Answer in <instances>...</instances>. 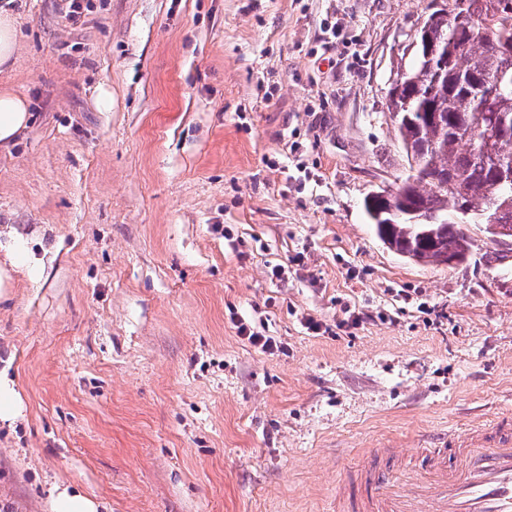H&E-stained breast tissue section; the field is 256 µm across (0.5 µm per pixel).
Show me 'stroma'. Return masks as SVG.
I'll use <instances>...</instances> for the list:
<instances>
[{
	"label": "stroma",
	"mask_w": 512,
	"mask_h": 512,
	"mask_svg": "<svg viewBox=\"0 0 512 512\" xmlns=\"http://www.w3.org/2000/svg\"><path fill=\"white\" fill-rule=\"evenodd\" d=\"M12 2L0 88L32 118L0 263L33 270L0 297V512L61 483L99 512H336L356 453L512 411V245L466 224L465 262L417 263L364 211L407 173L389 80L427 0ZM18 41L17 18L7 7L0 6V67L6 69L12 62ZM0 69V71H1ZM243 321L244 320L238 318H233L232 320L238 335L245 337L251 345L258 347L263 352H268L270 354H273L275 351H279L281 349V346L278 345L273 337L265 336L259 331H254L247 323ZM23 403L13 380L0 373V424L11 426L22 416Z\"/></svg>",
	"instance_id": "obj_1"
}]
</instances>
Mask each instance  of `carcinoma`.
I'll return each instance as SVG.
<instances>
[{"label": "carcinoma", "instance_id": "1", "mask_svg": "<svg viewBox=\"0 0 512 512\" xmlns=\"http://www.w3.org/2000/svg\"><path fill=\"white\" fill-rule=\"evenodd\" d=\"M467 4L466 15L456 13ZM406 81L391 96L396 137L407 159L417 160L392 200L390 224L374 225L387 247L423 263L444 264L446 250L468 257L470 243L458 224L443 223L462 205L484 215L512 200V182L501 180L492 156L512 159V0H452L448 12L415 35ZM438 43L433 67L423 65L428 42ZM506 119L497 139L485 134ZM422 210L430 222L413 220Z\"/></svg>", "mask_w": 512, "mask_h": 512}]
</instances>
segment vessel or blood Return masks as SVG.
I'll list each match as a JSON object with an SVG mask.
<instances>
[{
    "mask_svg": "<svg viewBox=\"0 0 512 512\" xmlns=\"http://www.w3.org/2000/svg\"><path fill=\"white\" fill-rule=\"evenodd\" d=\"M360 496L336 512H512V414L404 454L376 449L356 468Z\"/></svg>",
    "mask_w": 512,
    "mask_h": 512,
    "instance_id": "obj_1",
    "label": "vessel or blood"
}]
</instances>
